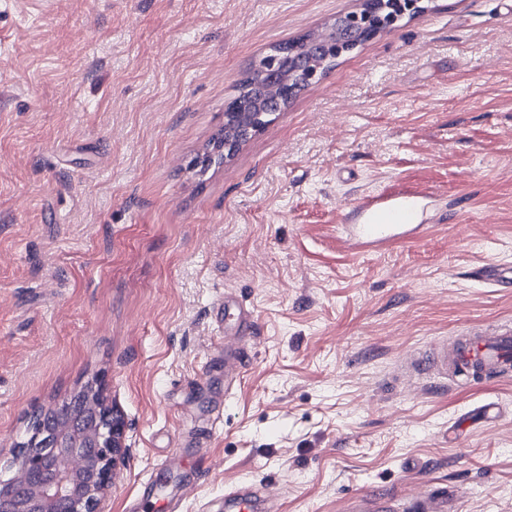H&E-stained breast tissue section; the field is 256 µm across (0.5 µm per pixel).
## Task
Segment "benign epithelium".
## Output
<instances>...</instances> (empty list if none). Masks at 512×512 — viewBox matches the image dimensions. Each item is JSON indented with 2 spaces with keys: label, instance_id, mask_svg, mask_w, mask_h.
<instances>
[{
  "label": "benign epithelium",
  "instance_id": "obj_1",
  "mask_svg": "<svg viewBox=\"0 0 512 512\" xmlns=\"http://www.w3.org/2000/svg\"><path fill=\"white\" fill-rule=\"evenodd\" d=\"M369 0L359 9L337 16L319 34L336 39V54L341 44H350V36L371 23ZM104 381L88 388L104 412L94 431L63 432L64 441L49 450L39 444L40 436L28 440L14 461L15 472L0 479V512H59L58 504L67 503V512H99L102 496L112 486L114 473L124 461V423L112 410L105 395Z\"/></svg>",
  "mask_w": 512,
  "mask_h": 512
}]
</instances>
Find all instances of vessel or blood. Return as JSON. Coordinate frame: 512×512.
Instances as JSON below:
<instances>
[{"instance_id": "obj_1", "label": "vessel or blood", "mask_w": 512, "mask_h": 512, "mask_svg": "<svg viewBox=\"0 0 512 512\" xmlns=\"http://www.w3.org/2000/svg\"><path fill=\"white\" fill-rule=\"evenodd\" d=\"M418 206L415 199L378 202L373 195H366L359 204L363 213L362 223L342 225L341 237L352 248L362 250L416 233L420 228L416 220ZM475 277L498 288H511L512 265L489 263L477 268ZM245 362L243 351L225 347V385H232ZM412 369L420 376L435 372L443 376H465L476 382L510 378L512 325L500 327L492 334L474 332L449 346L439 345L431 354L414 359ZM224 500L232 512H279L261 489L252 486L231 489L225 493ZM457 500L454 490L443 488L402 510L387 499L363 494L352 500L350 509L351 512H457Z\"/></svg>"}]
</instances>
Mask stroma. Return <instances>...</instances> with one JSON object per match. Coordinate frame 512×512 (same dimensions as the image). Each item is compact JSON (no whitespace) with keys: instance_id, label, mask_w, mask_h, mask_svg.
I'll return each instance as SVG.
<instances>
[{"instance_id":"35a3bbf8","label":"stroma","mask_w":512,"mask_h":512,"mask_svg":"<svg viewBox=\"0 0 512 512\" xmlns=\"http://www.w3.org/2000/svg\"><path fill=\"white\" fill-rule=\"evenodd\" d=\"M360 5L0 0V473L102 375L127 455L100 512H224L241 484L512 512V381L407 368L512 322L473 277L512 263V0H430L194 164L253 65ZM372 191L422 195L419 239L338 242ZM228 293L257 327L229 393Z\"/></svg>"}]
</instances>
